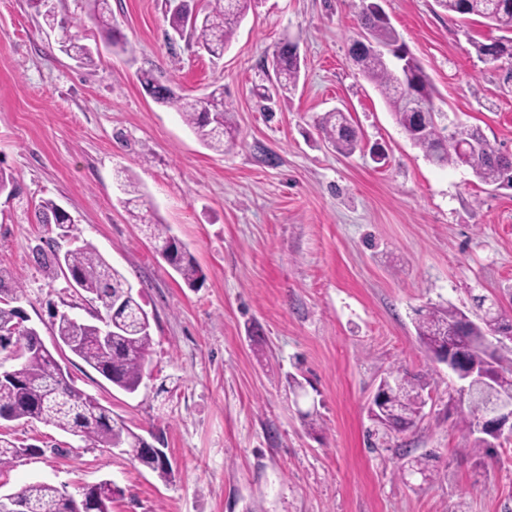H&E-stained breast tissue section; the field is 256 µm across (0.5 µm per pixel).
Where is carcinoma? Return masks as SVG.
Instances as JSON below:
<instances>
[{
	"label": "carcinoma",
	"mask_w": 512,
	"mask_h": 512,
	"mask_svg": "<svg viewBox=\"0 0 512 512\" xmlns=\"http://www.w3.org/2000/svg\"><path fill=\"white\" fill-rule=\"evenodd\" d=\"M90 17L104 30L112 29V14L108 0H88ZM254 0H210L204 12L191 16L180 8L168 10L169 26L179 36L189 34L194 44L213 57H221L229 46L239 23ZM449 14L474 15L489 21L497 29L512 34V0H436ZM357 23L366 44H352L350 60L372 83L393 112L411 144L438 167L461 165L456 146H471L467 161L473 175L487 185H502L512 178V155L504 154L488 142L474 127L458 125L444 112L434 111L436 90L420 61L408 49L399 46V35L389 22L374 17L362 6ZM275 84L263 89L260 98L272 101L273 95L295 90L301 64L296 47L288 42L272 54ZM140 83L152 98L179 112L205 147L216 152L234 144L236 123L234 113L224 103V89L217 87L202 99H187L160 83L145 71ZM318 128L323 138L341 155H351L361 144L358 129L345 112L326 113ZM127 198L122 200L132 219L146 225L154 248L168 247L174 254L175 271L188 285H194L200 269L187 247L170 232L165 224H155L142 212L144 201L132 189L123 185ZM36 217L41 224H53L67 234L70 225L52 199L43 200ZM53 266L66 275L76 291L96 301L112 324V336L107 344L99 340L102 323L81 321L66 313L54 323L55 335L65 345L74 338L78 344L70 351L94 368L116 388L133 394L138 391L149 361L153 338L148 315L140 303V292L134 290L124 275L114 268L91 244L86 243L64 254H53ZM416 331L420 342L432 355L438 354L450 340L470 345L469 360L487 366L490 384L476 386L459 399L448 396V406H466L458 412L457 425L467 436L474 437L468 452L478 455L485 440L475 436L479 417L497 395L512 394V349L488 351L484 339L493 331L488 321L472 320L453 305L422 309L418 313ZM15 370V379L0 381V412L7 418L31 420L52 426L95 446L122 448L132 460L169 477L171 465L164 464L157 453L144 448L142 435L123 421L112 416V410L98 399L76 388L52 358L28 352L17 358L16 364L0 363V370ZM388 377L398 381L386 385L385 400L378 404L373 421L384 430L403 433L417 425L426 404L423 392L430 387L428 373L409 377L400 372ZM28 449L17 445L0 433V469L11 466L26 455ZM115 489L108 482L88 488L86 502L94 503L92 512H112ZM26 512H75V500L63 496L45 482H32L19 490Z\"/></svg>",
	"instance_id": "cac0c4a2"
}]
</instances>
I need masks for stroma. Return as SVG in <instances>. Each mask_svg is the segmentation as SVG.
<instances>
[{
	"instance_id": "35a3bbf8",
	"label": "stroma",
	"mask_w": 512,
	"mask_h": 512,
	"mask_svg": "<svg viewBox=\"0 0 512 512\" xmlns=\"http://www.w3.org/2000/svg\"><path fill=\"white\" fill-rule=\"evenodd\" d=\"M109 3L131 52L112 48L87 0H54V30L28 0H0V169L17 180L0 195V307L15 303L53 345L54 312L88 321L93 308L36 254L95 246L149 315L143 383L130 395L68 348L55 358L77 388L161 438L172 471L164 480L119 449L2 420L0 432L36 452L0 470V494L42 481L77 498L108 481L112 512H512V441L468 454L448 368L415 330L417 310L472 313L479 296L512 321V189L412 146L349 58L361 0H254L219 60L168 37L167 0ZM378 3L437 105L512 153V62L484 63L474 48L501 31L435 0ZM66 31L92 64L66 53ZM287 39L299 43V85L268 111L264 62ZM146 70L183 97L223 87L235 145L204 147L147 94ZM337 108L363 135L349 156L318 130ZM127 177L189 246L196 287L131 223ZM46 198L73 217L70 236L38 223ZM396 368L434 384L417 426L387 435L368 405ZM311 407L322 430L303 424ZM405 454L427 457L430 479L401 480Z\"/></svg>"
}]
</instances>
